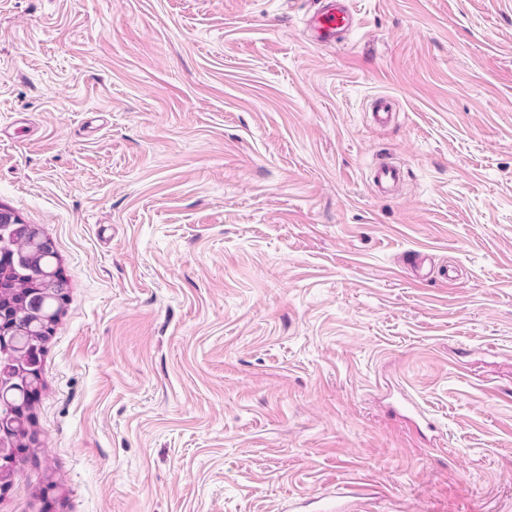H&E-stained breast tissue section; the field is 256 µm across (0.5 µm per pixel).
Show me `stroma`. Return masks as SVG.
Returning a JSON list of instances; mask_svg holds the SVG:
<instances>
[{
	"instance_id": "1",
	"label": "stroma",
	"mask_w": 512,
	"mask_h": 512,
	"mask_svg": "<svg viewBox=\"0 0 512 512\" xmlns=\"http://www.w3.org/2000/svg\"><path fill=\"white\" fill-rule=\"evenodd\" d=\"M350 2L0 0V206L69 282L0 512H512V0ZM310 25L313 45L331 47L341 42L343 35L353 25V11L348 0H319V7L312 15ZM403 171L397 163L384 160L378 163L373 176V184L380 192H385L390 186L401 180Z\"/></svg>"
}]
</instances>
